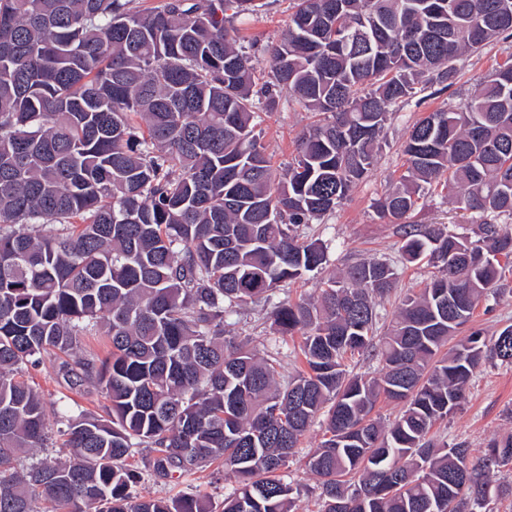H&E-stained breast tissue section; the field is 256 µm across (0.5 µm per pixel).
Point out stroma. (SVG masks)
<instances>
[{
  "label": "stroma",
  "mask_w": 512,
  "mask_h": 512,
  "mask_svg": "<svg viewBox=\"0 0 512 512\" xmlns=\"http://www.w3.org/2000/svg\"><path fill=\"white\" fill-rule=\"evenodd\" d=\"M261 2L256 13L236 17L233 24L246 44L251 45L257 72L263 73L269 68L266 45L276 41L287 27L289 0ZM511 55L512 40L498 43L481 57L467 58L459 82L449 91L430 99L417 96L404 106L393 109L384 130L385 145L373 172L353 189L335 212L311 226L312 233L328 246L329 262L326 268L304 279L282 284L275 293L276 299H295L313 294L321 279L363 258L385 260L397 268L396 286L378 307L381 317H391L407 293L424 287L434 274V267L425 262L417 265L401 263L396 245V227L376 216L373 203L403 172L401 144L412 125L432 109L449 103H464L496 63ZM311 121L310 112L291 100L282 101L278 111L263 114L262 142L274 170H281L291 160L298 136ZM412 221L416 224H443L449 230L465 234L471 233L475 225L474 215L458 210L455 203L440 194L425 199L414 212ZM506 279L508 288L490 295L474 315L475 327L481 328L485 336H494L512 324L511 271L507 272ZM270 311V304L264 302L248 304L228 321L226 329L233 335L249 337L261 354H278L280 372L288 377L298 368L292 354L298 340L276 333ZM30 379L40 388L47 402V426L52 430L60 428L62 416L81 410L98 413L105 403L104 397L93 385L69 389L58 372L57 364L48 357L39 367L31 370ZM433 432L437 438L451 444L466 442L471 455L475 457L483 454L491 438L512 434V365L483 363L476 371L462 408L447 422L435 426ZM323 439V426L318 423L312 425L297 455L289 458L281 471L284 480L296 488L305 512H317L320 480L305 469L303 457ZM154 458V452L148 448L137 449L131 457V465L140 473L138 484L132 488L134 495L168 497L197 488L208 494L213 505L218 506L225 495L233 492L237 486L234 476L217 464L203 467L195 475L185 478L162 476L153 467Z\"/></svg>",
  "instance_id": "obj_1"
}]
</instances>
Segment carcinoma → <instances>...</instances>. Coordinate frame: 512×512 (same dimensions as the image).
I'll list each match as a JSON object with an SVG mask.
<instances>
[{
  "instance_id": "cac0c4a2",
  "label": "carcinoma",
  "mask_w": 512,
  "mask_h": 512,
  "mask_svg": "<svg viewBox=\"0 0 512 512\" xmlns=\"http://www.w3.org/2000/svg\"><path fill=\"white\" fill-rule=\"evenodd\" d=\"M134 2L0 0V226H28L0 233V512H299L279 472L321 414L307 461L319 512H494L512 484L488 474L512 466V435L475 459L430 433L482 362L512 364V325L441 354L512 264L499 225L512 218V55L413 124L405 171L374 203L404 263L428 255L443 271L381 339L397 272L374 259L274 307L278 332L300 337L303 368L284 386L279 360L224 325L327 263L299 229L370 175L390 108L453 87L463 56L512 38V0H294L262 82L231 25L254 0ZM285 92L323 119L274 177L256 119ZM439 189L478 215L475 237L410 222ZM93 335L101 359L78 354ZM355 353L382 376L347 375ZM46 355L106 404L66 420L65 457L21 471L17 456L49 440L25 378ZM381 397L404 403L386 426L371 416ZM142 445L164 476L221 460L237 487L219 510L199 492L138 498L127 460Z\"/></svg>"
}]
</instances>
